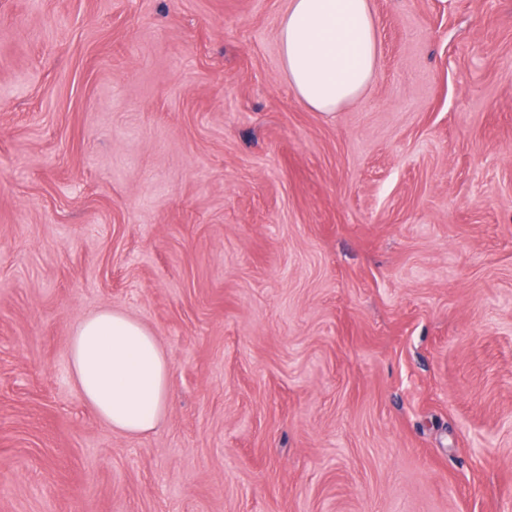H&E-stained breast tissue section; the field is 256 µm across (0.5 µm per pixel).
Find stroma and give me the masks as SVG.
<instances>
[{
    "mask_svg": "<svg viewBox=\"0 0 512 512\" xmlns=\"http://www.w3.org/2000/svg\"><path fill=\"white\" fill-rule=\"evenodd\" d=\"M287 0H0V512H512V0H370L325 114ZM109 307L171 367L124 436ZM377 31L369 0H289L278 44L299 100L324 113L358 100L377 75ZM69 358L84 401L112 432L138 436L156 428L168 407L170 363L142 323L101 309L75 327Z\"/></svg>",
    "mask_w": 512,
    "mask_h": 512,
    "instance_id": "obj_1",
    "label": "stroma"
}]
</instances>
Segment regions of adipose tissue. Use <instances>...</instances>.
Returning <instances> with one entry per match:
<instances>
[{"mask_svg": "<svg viewBox=\"0 0 512 512\" xmlns=\"http://www.w3.org/2000/svg\"><path fill=\"white\" fill-rule=\"evenodd\" d=\"M377 31L369 0H288L278 44L299 100L324 113L358 100L377 75ZM69 358L75 385L106 427L126 436L156 428L168 407L170 363L142 323L99 310L75 327Z\"/></svg>", "mask_w": 512, "mask_h": 512, "instance_id": "obj_1", "label": "adipose tissue"}]
</instances>
